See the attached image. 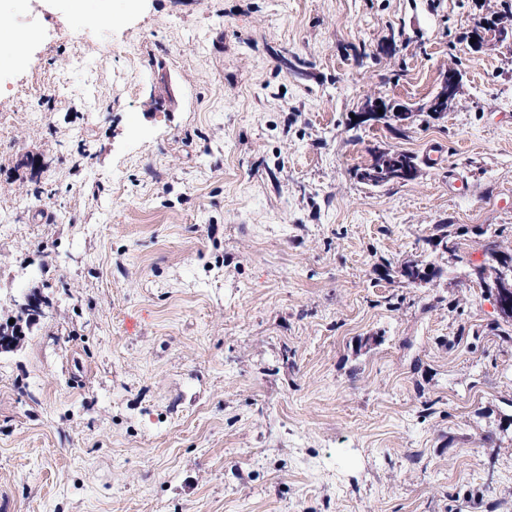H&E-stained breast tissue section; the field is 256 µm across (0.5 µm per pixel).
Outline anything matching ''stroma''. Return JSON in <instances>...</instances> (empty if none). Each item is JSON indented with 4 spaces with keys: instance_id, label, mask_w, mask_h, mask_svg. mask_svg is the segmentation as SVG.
<instances>
[{
    "instance_id": "obj_1",
    "label": "stroma",
    "mask_w": 512,
    "mask_h": 512,
    "mask_svg": "<svg viewBox=\"0 0 512 512\" xmlns=\"http://www.w3.org/2000/svg\"><path fill=\"white\" fill-rule=\"evenodd\" d=\"M493 12L0 0V322L45 301L0 352L11 512H512V326L470 276L512 250V44L462 39ZM369 97L419 116L355 127ZM376 147L420 176L360 182ZM438 93L442 99L456 102L461 91L462 73L453 67H448L439 73Z\"/></svg>"
}]
</instances>
